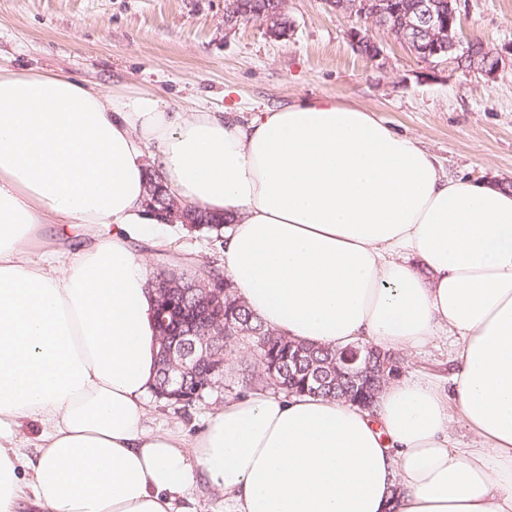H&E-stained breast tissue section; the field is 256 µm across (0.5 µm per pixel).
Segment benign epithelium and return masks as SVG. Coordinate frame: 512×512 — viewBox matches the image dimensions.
Here are the masks:
<instances>
[{
    "instance_id": "1",
    "label": "benign epithelium",
    "mask_w": 512,
    "mask_h": 512,
    "mask_svg": "<svg viewBox=\"0 0 512 512\" xmlns=\"http://www.w3.org/2000/svg\"><path fill=\"white\" fill-rule=\"evenodd\" d=\"M460 0H417L412 4L398 0H330L331 7L352 18L365 20L374 26L388 29L401 47L408 49L430 71L440 69L452 73L480 74L487 79L496 78L505 64L506 55L492 49L484 50L486 63L470 69L459 67L461 57L468 54L473 38H465L460 31ZM246 10L245 0H224V24L237 25V19ZM170 283H163L155 297L156 322L166 326L173 319L183 324V332L170 337L160 351V361L167 377V387L160 396L189 404L197 394L185 390L189 375L198 372L205 363L210 337L196 334L195 325L204 319L217 320L224 314V280L206 269L191 285L194 302L179 308L170 298ZM361 350L342 359L344 369L354 381L362 380L366 371L360 364Z\"/></svg>"
}]
</instances>
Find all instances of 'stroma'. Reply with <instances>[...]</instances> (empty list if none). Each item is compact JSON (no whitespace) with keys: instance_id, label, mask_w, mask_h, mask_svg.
Masks as SVG:
<instances>
[{"instance_id":"1","label":"stroma","mask_w":512,"mask_h":512,"mask_svg":"<svg viewBox=\"0 0 512 512\" xmlns=\"http://www.w3.org/2000/svg\"><path fill=\"white\" fill-rule=\"evenodd\" d=\"M467 36L512 49V0H461ZM291 36L269 38L256 21L224 25V0H0V65L64 72L98 89L148 91L182 112L232 110L240 121L299 98L331 97L373 112L418 140L451 176L512 183V67L495 79L430 75L390 34L336 13L327 0H288ZM361 26L386 54L385 66L346 38ZM171 264L218 259L215 234L163 225ZM451 346L438 336L406 354L409 377H446ZM246 351L232 358L221 387L177 409L153 402V426L199 423L242 393Z\"/></svg>"}]
</instances>
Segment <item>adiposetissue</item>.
Listing matches in <instances>:
<instances>
[{
  "label": "adipose tissue",
  "instance_id": "1",
  "mask_svg": "<svg viewBox=\"0 0 512 512\" xmlns=\"http://www.w3.org/2000/svg\"><path fill=\"white\" fill-rule=\"evenodd\" d=\"M152 171L233 215L223 269L279 334L395 353L444 334L455 371L370 412L254 391L193 437L150 427ZM201 481L229 512H512V189L333 98L243 124L0 66V512H192Z\"/></svg>",
  "mask_w": 512,
  "mask_h": 512
}]
</instances>
